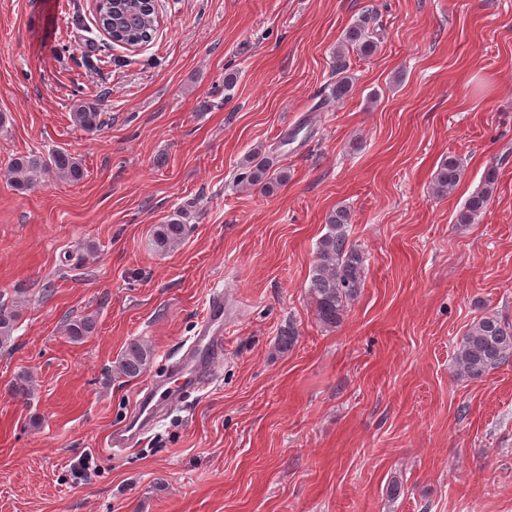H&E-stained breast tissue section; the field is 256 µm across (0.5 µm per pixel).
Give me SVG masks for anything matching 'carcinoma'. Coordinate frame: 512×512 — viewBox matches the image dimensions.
I'll list each match as a JSON object with an SVG mask.
<instances>
[{"label": "carcinoma", "instance_id": "1", "mask_svg": "<svg viewBox=\"0 0 512 512\" xmlns=\"http://www.w3.org/2000/svg\"><path fill=\"white\" fill-rule=\"evenodd\" d=\"M135 5L120 17L113 13L112 5L106 4L96 17L98 28L106 31L119 43H148L158 30L156 3ZM375 42L369 32V18L360 17L346 31L344 41L336 49V83L331 85L324 104L341 101L350 91V77L346 54L355 51L369 56L375 52ZM73 122L85 132L94 134L101 130L108 119L105 113L93 103L80 102L72 112ZM13 187L19 191L30 190L37 180L46 175L70 181L83 177L82 164L74 155L65 150L35 154L30 152L13 158L7 167ZM464 175L461 159L448 156L435 172L433 193L445 197L453 193ZM496 174L490 169L484 178V188L474 193L458 212L456 223L473 224L484 212L494 188ZM238 183L271 193L288 181L284 169L275 166L270 157H260L253 151L240 164ZM184 213L179 212L165 223L154 226L150 245L157 253H167L179 246L185 238L187 227ZM350 211L338 206L326 216L327 232L321 237L310 273L308 293L312 299L316 319L326 327L340 324L346 315L348 305L364 286L365 257L361 249L349 239L348 225ZM19 319L17 305L0 297V350L10 346L12 334ZM95 329V320L89 315L75 317L67 324V333L74 341H80ZM512 355V324L504 321L494 312H487L474 320L461 338L457 350V364L461 375L477 380L490 370L502 364ZM152 358L150 347L135 340L130 342L117 360L116 371L123 378L134 379L148 368ZM15 398L25 401L32 395V378L27 373L19 374L9 385Z\"/></svg>", "mask_w": 512, "mask_h": 512}]
</instances>
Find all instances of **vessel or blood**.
Returning <instances> with one entry per match:
<instances>
[{"mask_svg":"<svg viewBox=\"0 0 512 512\" xmlns=\"http://www.w3.org/2000/svg\"><path fill=\"white\" fill-rule=\"evenodd\" d=\"M224 345V297H210L196 334L176 367L177 384L153 388L144 401L139 402L126 421L121 434L129 440L143 434L153 424L161 408L175 398L182 388L191 385L206 373L210 363Z\"/></svg>","mask_w":512,"mask_h":512,"instance_id":"b4317fda","label":"vessel or blood"}]
</instances>
